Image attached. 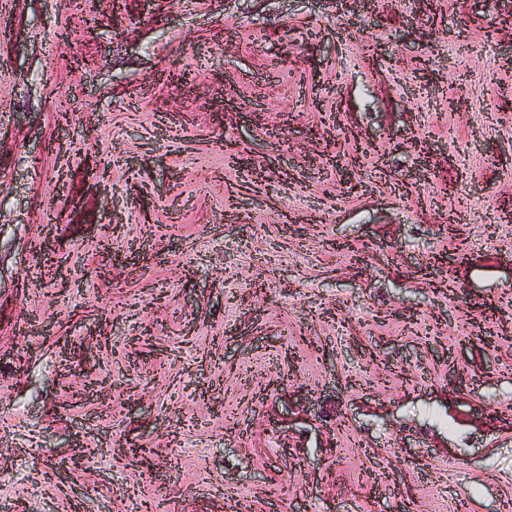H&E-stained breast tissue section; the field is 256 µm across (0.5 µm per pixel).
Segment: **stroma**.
<instances>
[{
	"instance_id": "obj_1",
	"label": "stroma",
	"mask_w": 512,
	"mask_h": 512,
	"mask_svg": "<svg viewBox=\"0 0 512 512\" xmlns=\"http://www.w3.org/2000/svg\"><path fill=\"white\" fill-rule=\"evenodd\" d=\"M86 6L0 0V512H512V0Z\"/></svg>"
}]
</instances>
